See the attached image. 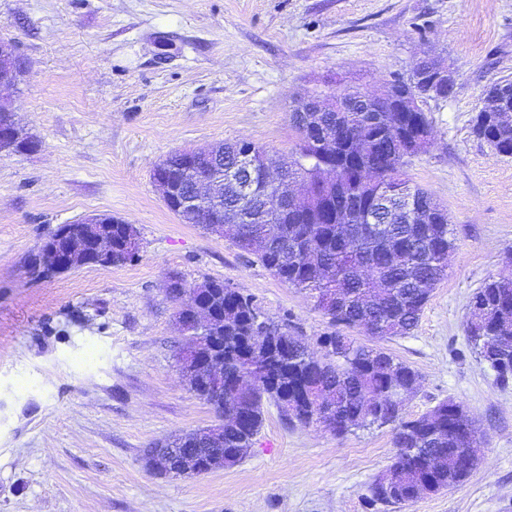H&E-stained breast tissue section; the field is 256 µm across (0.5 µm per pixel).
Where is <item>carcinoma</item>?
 Returning <instances> with one entry per match:
<instances>
[{
  "label": "carcinoma",
  "instance_id": "1",
  "mask_svg": "<svg viewBox=\"0 0 512 512\" xmlns=\"http://www.w3.org/2000/svg\"><path fill=\"white\" fill-rule=\"evenodd\" d=\"M308 115L292 110L298 149L279 160V184L267 177L266 152L256 146L247 201L232 187L224 193V237L242 252L256 256L274 276L308 292L336 326H365L379 338L413 331L430 295V287L447 275L450 238L448 211L422 188L411 183L403 168L417 147L431 144L426 112L407 117L403 134L387 125L386 112H326L323 123L333 138L336 155H322L301 134ZM485 137L512 153V123L490 125ZM305 182L316 196L308 203L281 211L263 210L260 197L275 195L291 182ZM412 197V210L403 199ZM130 224L112 225L114 265L132 261L123 239L135 237ZM215 313L206 332L184 329L187 345L208 344L224 357V378L241 382L235 389L205 386L204 377L190 380L191 391L215 413L218 424L185 432L176 448H202L207 457L224 458V466L241 461L253 447L264 417V404L274 403L291 423L307 426L318 420L321 406L333 407L336 435L353 427L392 425L399 448L388 479L378 478L372 502L409 504L425 493L462 486L469 471L458 465L461 448L477 447V428L448 400L427 414L407 420L402 409L387 407L390 394L419 381L418 374L389 353L355 344L338 332L321 337L326 358H317L304 337L288 322L266 320L260 308L222 281L206 279L186 287L169 280L174 301L184 292ZM467 333L478 355H487L490 369L502 361L498 378H512V273L487 280L471 298ZM472 427V441L457 435Z\"/></svg>",
  "mask_w": 512,
  "mask_h": 512
}]
</instances>
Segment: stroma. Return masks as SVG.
Wrapping results in <instances>:
<instances>
[{
	"label": "stroma",
	"mask_w": 512,
	"mask_h": 512,
	"mask_svg": "<svg viewBox=\"0 0 512 512\" xmlns=\"http://www.w3.org/2000/svg\"><path fill=\"white\" fill-rule=\"evenodd\" d=\"M0 40L25 63L0 95L41 143L0 155V512H512V380L497 381L465 330L476 289L512 268V157L472 133L487 86L512 78V0H0ZM427 54L456 84L427 102L432 144L406 172L448 211V272L411 333L346 334L418 373L404 418L464 405L476 468L462 487L375 505L398 454L392 426L339 437L269 402L237 466L147 471L153 443L214 421L177 365L168 276L253 297L319 357L333 330L308 293L168 210L156 165L219 141L289 155L295 99L381 93ZM97 214L135 227L134 261L29 274L58 226Z\"/></svg>",
	"instance_id": "stroma-1"
}]
</instances>
